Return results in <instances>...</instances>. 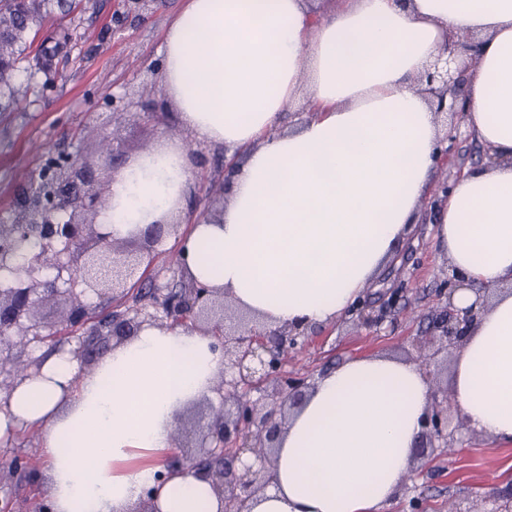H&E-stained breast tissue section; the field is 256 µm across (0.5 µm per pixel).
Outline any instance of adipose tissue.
<instances>
[{"label": "adipose tissue", "mask_w": 512, "mask_h": 512, "mask_svg": "<svg viewBox=\"0 0 512 512\" xmlns=\"http://www.w3.org/2000/svg\"><path fill=\"white\" fill-rule=\"evenodd\" d=\"M464 123L491 159L465 170L434 213L435 240L478 316L450 388L475 431L512 441V0H186L168 24L160 79L180 123L226 147L223 212L193 225L182 271L224 289L260 325L336 321L419 219L439 152L417 79L456 31ZM308 92L314 115L279 129ZM194 163L177 140L112 185L114 238L181 212ZM213 336L146 324L78 374L49 355L0 408V437L41 430L48 512H220L211 484L174 463L182 411L221 370ZM431 408L415 363L355 357L319 375L281 435L273 482L252 512H387Z\"/></svg>", "instance_id": "obj_1"}]
</instances>
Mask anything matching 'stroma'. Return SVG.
<instances>
[{
    "label": "stroma",
    "mask_w": 512,
    "mask_h": 512,
    "mask_svg": "<svg viewBox=\"0 0 512 512\" xmlns=\"http://www.w3.org/2000/svg\"><path fill=\"white\" fill-rule=\"evenodd\" d=\"M183 4L184 0H156L151 11L140 15L129 12L122 0H83L80 9L70 14L52 11L31 29L30 46L14 80V103L0 112V225L27 221L25 200L32 189L29 182L18 178L17 159H24L35 172L77 157L89 160L95 168L94 187L106 194L112 189V170L98 156L100 138L115 139L132 158L174 138L194 152L199 164L192 183L193 215L180 217L176 233L166 236L163 253L143 276L146 289L154 284L190 287V280L170 266L167 250L189 231L192 220L219 214L225 203L223 195L208 191L224 179L223 149L183 129L173 107H166L153 121L133 115L122 126L112 124L113 100L131 103L146 89L153 90L157 98H166L159 75L163 35ZM59 31L69 37L68 63L49 68L37 65L41 43ZM448 153L447 166L435 176L440 187L457 177L459 170L479 163L487 151L459 130L450 138ZM448 267L431 224H415L397 261L368 283L357 301L358 306L375 310L381 324L367 329L357 315L349 314L321 326L310 346L292 354L288 372L314 377L345 359L368 354L415 360L432 318L446 302L440 289ZM31 320L64 337L66 348L81 349L76 363L82 373L91 371L103 349L116 343L108 336L103 343L84 346V329L65 325L62 310L51 303L34 309ZM52 351L51 343L32 347L19 340L0 348V387L15 385L17 367ZM223 385V379H216L214 392L182 413L177 440L181 458L204 455L207 445L200 429L209 422L212 408L220 406ZM448 420L454 454L431 448L415 458V478L403 485L390 512H448L452 500L467 512H491L492 495L512 480L511 442L487 440L462 424L456 408H449ZM39 445L40 433L33 427L0 438V512H45ZM18 459L28 461V468L16 469Z\"/></svg>",
    "instance_id": "1"
}]
</instances>
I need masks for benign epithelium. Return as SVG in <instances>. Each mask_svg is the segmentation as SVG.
Instances as JSON below:
<instances>
[{"label":"benign epithelium","instance_id":"obj_1","mask_svg":"<svg viewBox=\"0 0 512 512\" xmlns=\"http://www.w3.org/2000/svg\"><path fill=\"white\" fill-rule=\"evenodd\" d=\"M473 37L457 36L448 40L435 61L420 76L421 91L436 99V112H455L454 107H445L447 95L458 97L464 79L452 68L455 55L462 50H473ZM138 115L150 120L161 109V102L152 92L140 95L137 102ZM71 175L63 183V190L36 200V212L41 221L30 226L15 224L0 228V237L24 238L31 232L38 234L42 253L32 257L22 268L13 271L9 283L0 287V343L7 345L12 336L18 334L30 342L55 340L52 333L41 334L38 326L24 325L32 309L43 302H53L67 310V321L85 325L83 297L87 291L100 292L107 287L111 290L125 289L141 269H150L156 252L162 242L165 225L149 224L146 230H138L128 236L130 240H142L138 250L115 251V246L124 239H114L109 232L98 236L97 250L88 255L86 261L74 268L63 262V258L75 253L86 252L82 236L84 223L77 217L97 214L102 210L105 199L89 188L85 179L86 168L79 162H71ZM73 207L68 220L57 223L55 213L65 206ZM65 287H58V283ZM155 307L163 310L169 318H212L223 313L216 304V292L210 288L195 285L180 292H168L153 296ZM473 309L460 311L451 303L440 310L432 320L431 335L426 338L427 347H458L466 336V330L474 321ZM155 316L142 314L136 307L125 311H112L107 323L108 333L115 337L133 336L146 323L152 324ZM309 327H278L259 330L251 317H238L231 327L224 328L221 342L222 358L234 372L224 399L232 400L234 415L219 407L205 429L202 438L212 448L198 460L175 462L195 472H201L210 480L214 492L224 499V512H250L249 503L271 483V454L283 430L284 409L297 405L310 387L308 378L283 373L288 350L309 341ZM271 384L273 408L259 413L256 403L247 399L245 391L260 390ZM448 398H439V392H432V405L421 432V438L430 447L441 441L448 444V410L442 403Z\"/></svg>","mask_w":512,"mask_h":512}]
</instances>
